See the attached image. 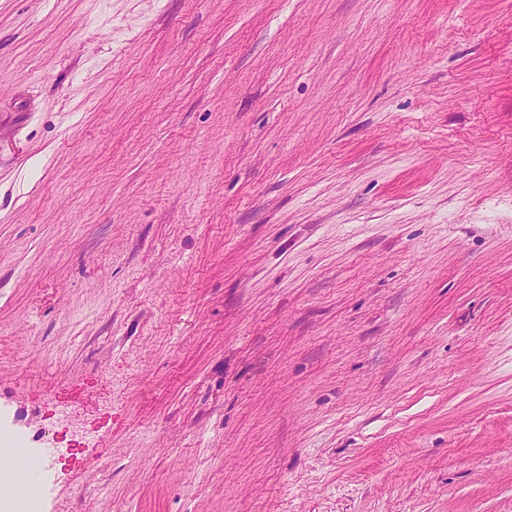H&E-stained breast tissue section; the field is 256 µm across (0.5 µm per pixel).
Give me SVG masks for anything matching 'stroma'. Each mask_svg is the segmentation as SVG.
I'll return each instance as SVG.
<instances>
[{"instance_id":"1","label":"stroma","mask_w":512,"mask_h":512,"mask_svg":"<svg viewBox=\"0 0 512 512\" xmlns=\"http://www.w3.org/2000/svg\"><path fill=\"white\" fill-rule=\"evenodd\" d=\"M0 415L63 512H512V0H0ZM20 441L14 439L15 448H11L13 453H24L33 456L39 466L38 477L41 481L44 494L51 484H53L59 477L55 463L54 454L58 451H52L51 448H25L18 447Z\"/></svg>"}]
</instances>
